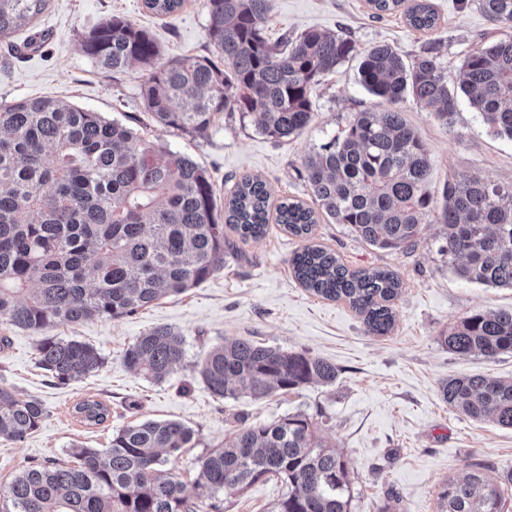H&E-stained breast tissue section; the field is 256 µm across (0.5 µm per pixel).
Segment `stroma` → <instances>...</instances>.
<instances>
[{
	"instance_id": "1",
	"label": "stroma",
	"mask_w": 512,
	"mask_h": 512,
	"mask_svg": "<svg viewBox=\"0 0 512 512\" xmlns=\"http://www.w3.org/2000/svg\"><path fill=\"white\" fill-rule=\"evenodd\" d=\"M433 3L439 25L424 32L409 27L399 12L376 17L367 0H273L265 24L270 42L314 27L345 35L354 46L346 61L313 86V121L295 138L262 135L253 116L238 112L219 114L202 137L164 128L144 108L143 70L133 67L115 75L81 50L92 27L121 16L156 37L162 61L215 57L205 0H186L168 17L152 14L144 0H49L31 27L13 37L23 51L9 68H0V101L59 97L109 120L123 123L135 117L139 136L166 144L207 169L220 204L245 175L266 182L271 204L288 197L307 202L305 156L337 135L352 113L383 106L358 81L366 50L385 42L408 61L428 42H438L439 59L454 87L466 54L506 32L480 11L476 0ZM34 36L41 38L40 48L24 49ZM401 109L427 147L433 195L441 194L446 181L467 176L512 181V139L492 135L466 103H459L447 122L410 98ZM225 236L233 249L202 285L117 320L95 318L49 328V335L89 343L102 354L103 367L86 379L60 384L46 377L36 364L38 334L0 326V383L47 408L39 429L24 441L0 442V499L25 465L49 457L66 460L76 444L107 448L113 430L147 419L178 420L195 430L191 447L169 463L190 481L198 474L200 457L223 445L241 423L305 412L317 420L318 434L350 462L351 512H379L390 500L393 512H441V491L469 464H482L483 475L492 481L512 471V429L474 421L450 409L440 396L441 381L451 376L512 378V354H457L439 342L442 332L471 312L512 308V288L473 284L449 268L438 213L426 216L416 246L407 251L368 245L349 225L326 218L312 231V242L335 252L349 269L399 275L403 288L392 304L394 327L385 336L367 334L347 301L327 300L303 288L289 264L301 241L281 225L269 224L258 240H241L230 230ZM158 326L183 336L185 357L165 382L155 384L129 372L122 353ZM227 338L323 358L336 366V382L258 400L215 397L197 365ZM87 396L109 406L107 422L89 427L77 419L74 406ZM283 491L277 481L257 482L233 497L226 512H271Z\"/></svg>"
}]
</instances>
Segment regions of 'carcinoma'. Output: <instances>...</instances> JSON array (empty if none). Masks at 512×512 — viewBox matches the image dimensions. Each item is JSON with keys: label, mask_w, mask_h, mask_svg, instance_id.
Listing matches in <instances>:
<instances>
[{"label": "carcinoma", "mask_w": 512, "mask_h": 512, "mask_svg": "<svg viewBox=\"0 0 512 512\" xmlns=\"http://www.w3.org/2000/svg\"><path fill=\"white\" fill-rule=\"evenodd\" d=\"M374 15L403 12L409 26L434 31L431 0H368ZM158 16L178 12L184 0H144ZM48 0H0V44L47 7ZM492 21L512 28V0H478ZM208 35L219 53L160 62L153 35L113 16L91 29L81 50L114 74L137 66L146 72L141 96L159 125L204 135L217 114L243 112L271 138L300 135L313 119L312 86L353 51L350 39L309 29L288 48L265 34L271 0H206ZM460 93L495 136L512 139V34L469 52ZM359 82L388 107L353 113L344 135L309 154L303 171L315 207L286 199L277 223L308 239L323 213L347 224L367 244L407 250L417 244L426 215L441 208L448 265L470 283L512 288V182L477 177L448 181L442 201L430 194V161L419 134L398 104L410 97L448 120L457 92L436 43L407 62L389 44L371 47ZM269 192L258 177L238 181L216 212L205 168L188 156L136 135L122 123L65 99L0 102V325L41 333L59 324L117 320L210 279L224 265V226L242 240L265 235ZM300 284L325 299H344L367 332L393 329L391 304L403 282L390 270H350L336 254L305 243L290 260ZM461 354H512V309L474 312L440 336ZM184 338L159 326L122 355L125 367L147 381L168 378L184 359ZM36 362L52 379L79 381L103 367L92 345L42 337ZM210 392L222 399H260L330 386L336 366L303 352H288L237 338L211 349L199 363ZM440 394L449 407L475 421L512 429V379L450 377ZM74 414L99 426L110 408L91 396ZM44 405L0 383V441L36 431ZM195 431L177 420H145L112 433L109 447L74 446L70 462L45 459L23 468L8 484L4 512H224V499L267 478L287 491L272 512H351L348 461L316 433L304 412L248 425L200 461L191 483L162 467L190 447ZM481 465L448 482L445 512H505L504 489L483 480Z\"/></svg>", "instance_id": "carcinoma-1"}]
</instances>
